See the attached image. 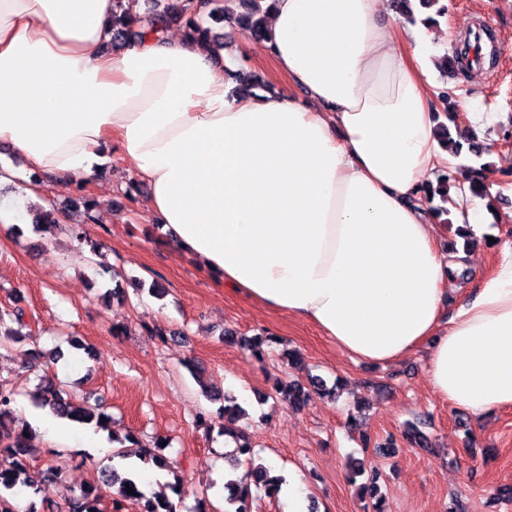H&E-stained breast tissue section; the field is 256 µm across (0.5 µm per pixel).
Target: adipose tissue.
Here are the masks:
<instances>
[{"mask_svg":"<svg viewBox=\"0 0 512 512\" xmlns=\"http://www.w3.org/2000/svg\"><path fill=\"white\" fill-rule=\"evenodd\" d=\"M385 17V0H274L264 45L288 87L242 99L236 60L187 33L106 53L112 0H0V143L73 182L119 149L174 247L225 290L358 361L427 347L433 393L480 419L512 407V236L444 311L472 256L443 246L418 190L454 149L421 48ZM450 208L483 236L489 199Z\"/></svg>","mask_w":512,"mask_h":512,"instance_id":"obj_1","label":"adipose tissue"}]
</instances>
